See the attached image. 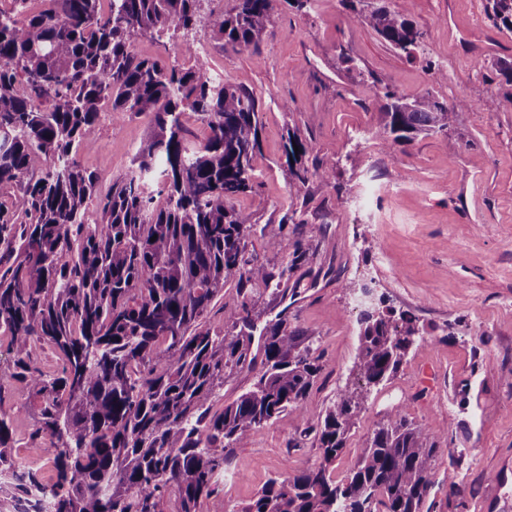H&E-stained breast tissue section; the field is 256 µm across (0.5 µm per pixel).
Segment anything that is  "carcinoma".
<instances>
[{
  "mask_svg": "<svg viewBox=\"0 0 512 512\" xmlns=\"http://www.w3.org/2000/svg\"><path fill=\"white\" fill-rule=\"evenodd\" d=\"M27 2L12 0V11L0 13V332L14 366L0 384L16 380L39 403L29 443L49 455L58 479L47 486L19 461L14 412L0 408V512L38 506L31 496L44 488L49 512H198L229 463L215 449L284 413L296 421L288 443L317 442L322 461L270 480L240 512H423L439 441L398 409L377 424L346 481L330 474L368 391L424 341L413 315L363 307L353 385L316 422L305 401L321 356L286 319L263 327L253 385L213 410L224 378L256 363L251 337L203 322L215 298L239 288L243 301L230 317L254 327L249 297L278 289L314 243L303 224H266L264 236L285 261L274 270L247 255L254 224L234 201L252 184L256 95L216 79L188 38V69L133 50L141 36L194 31L205 20L203 0H40L35 12ZM231 2L211 21L217 46L258 50L275 0ZM340 2L391 48L425 57V34L404 8ZM484 10L512 36V0H485ZM374 98L382 111L376 135L392 151L448 137L471 107L464 97L448 105L387 87ZM187 110L206 126L203 139L188 138ZM104 112L115 120L147 113L153 131L131 170L99 197V175L76 154ZM285 153L298 192L308 181V145L290 132ZM41 342L61 360L53 376L34 360Z\"/></svg>",
  "mask_w": 512,
  "mask_h": 512,
  "instance_id": "carcinoma-1",
  "label": "carcinoma"
}]
</instances>
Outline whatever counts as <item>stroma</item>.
<instances>
[{
    "mask_svg": "<svg viewBox=\"0 0 512 512\" xmlns=\"http://www.w3.org/2000/svg\"><path fill=\"white\" fill-rule=\"evenodd\" d=\"M404 4L426 31V58L390 48L340 0L297 8L277 0L274 27L259 54L211 51L212 72L252 90L262 120L252 188L235 205L254 224L305 220L315 251L279 292L251 301L256 327L287 312L314 336L323 372L306 400L309 418L324 414L346 383L358 345L351 287L365 273L396 312L431 331L386 385L374 388L333 465L343 480L375 425L393 404L438 438L432 512H512V86L492 71L512 61V37L494 29L484 0H390ZM356 62L348 69L343 55ZM446 71L436 80L426 61ZM453 102L466 96L455 132L420 137L388 153L376 138L380 111L372 86ZM298 131L307 162L336 172L291 190L285 144ZM151 133L148 116L103 114L78 161L100 176L99 194L131 167ZM22 412L13 422L16 453L44 482L56 479L47 457L27 443L37 403L9 391ZM293 417L281 415L231 450L199 512H240L269 479L317 464L322 450L292 448ZM455 470L457 489L443 475Z\"/></svg>",
    "mask_w": 512,
    "mask_h": 512,
    "instance_id": "obj_1",
    "label": "stroma"
}]
</instances>
